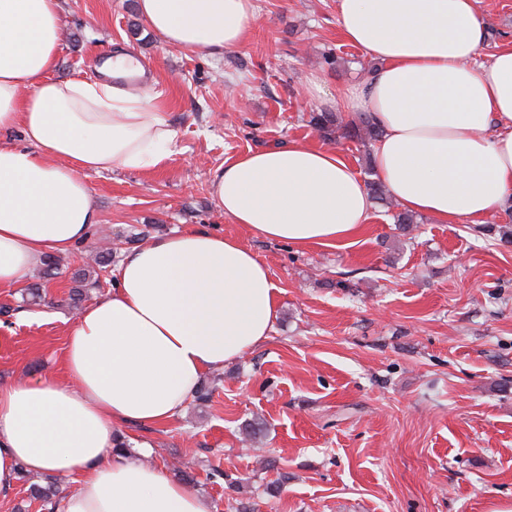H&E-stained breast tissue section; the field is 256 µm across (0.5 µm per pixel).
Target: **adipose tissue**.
<instances>
[{
    "instance_id": "adipose-tissue-1",
    "label": "adipose tissue",
    "mask_w": 512,
    "mask_h": 512,
    "mask_svg": "<svg viewBox=\"0 0 512 512\" xmlns=\"http://www.w3.org/2000/svg\"><path fill=\"white\" fill-rule=\"evenodd\" d=\"M477 0H337L343 37L377 67L310 99L370 117L382 130L372 167L402 210L443 224L483 223L512 202V46L481 61ZM161 41L211 58L251 34L253 0H138ZM60 0H0V288L20 286L47 254L70 252L98 226L83 179L144 172L175 132L118 51L98 80L57 79ZM211 194L225 218L298 247L350 239L372 201L336 150L295 140L219 167ZM282 292L241 241L206 230L158 236L123 252L115 283L67 332L64 378L0 384V494L19 469L74 478L63 512H210L163 469L116 450L127 426L171 421L205 375L267 340Z\"/></svg>"
}]
</instances>
